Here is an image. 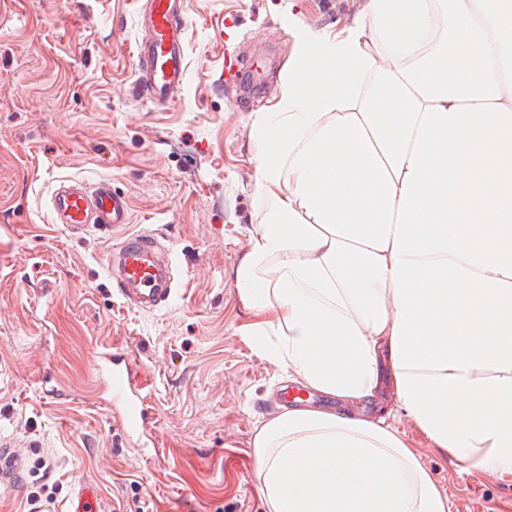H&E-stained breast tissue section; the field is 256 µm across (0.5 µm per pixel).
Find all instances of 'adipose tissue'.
I'll list each match as a JSON object with an SVG mask.
<instances>
[{
  "label": "adipose tissue",
  "instance_id": "1",
  "mask_svg": "<svg viewBox=\"0 0 512 512\" xmlns=\"http://www.w3.org/2000/svg\"><path fill=\"white\" fill-rule=\"evenodd\" d=\"M254 130L246 334L341 403L258 427L264 512H449L399 430L347 410L384 363L434 447L512 474V0H364L336 33L296 27Z\"/></svg>",
  "mask_w": 512,
  "mask_h": 512
}]
</instances>
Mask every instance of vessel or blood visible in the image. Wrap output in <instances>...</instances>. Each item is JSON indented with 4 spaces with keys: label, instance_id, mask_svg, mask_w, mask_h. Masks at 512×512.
Wrapping results in <instances>:
<instances>
[{
    "label": "vessel or blood",
    "instance_id": "b4317fda",
    "mask_svg": "<svg viewBox=\"0 0 512 512\" xmlns=\"http://www.w3.org/2000/svg\"><path fill=\"white\" fill-rule=\"evenodd\" d=\"M145 35L135 44L141 65L139 88L155 103H165L187 75L182 44L186 16L182 0H147L142 15ZM53 220L75 231L94 227L109 233L129 221L125 196L109 180L88 183L80 179L59 181L51 198ZM170 255L152 235L132 233L115 245L108 259V274L124 304L155 310L167 305L174 294ZM98 373L121 417L124 428L139 432L146 411L141 385L131 368L113 369L111 357H102ZM27 470L17 453L0 455V484L16 487L25 483ZM67 512H100L97 492L81 486L69 498Z\"/></svg>",
    "mask_w": 512,
    "mask_h": 512
}]
</instances>
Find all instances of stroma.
I'll use <instances>...</instances> for the list:
<instances>
[{
  "mask_svg": "<svg viewBox=\"0 0 512 512\" xmlns=\"http://www.w3.org/2000/svg\"><path fill=\"white\" fill-rule=\"evenodd\" d=\"M144 0H0V438L29 466L0 512H65L92 485L103 512H263L252 438L291 382L259 354L234 270L258 222L253 122L273 111L294 22L322 34L363 0H187V80L170 104L137 89ZM111 180L130 231L173 258L176 295L140 311L113 293L112 240L51 221L59 180ZM111 349L148 395L141 449L96 364ZM450 512H512V475L433 448L391 396Z\"/></svg>",
  "mask_w": 512,
  "mask_h": 512,
  "instance_id": "1",
  "label": "stroma"
}]
</instances>
